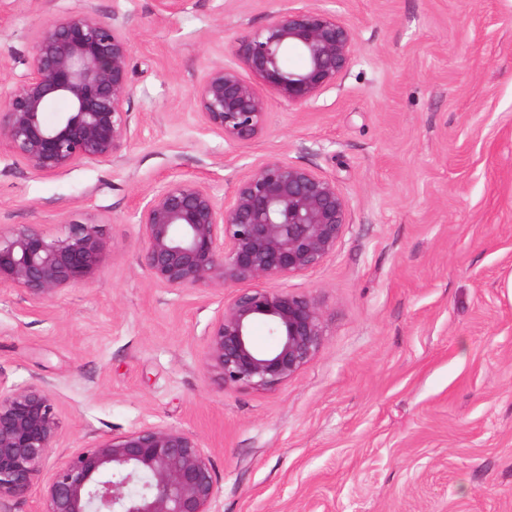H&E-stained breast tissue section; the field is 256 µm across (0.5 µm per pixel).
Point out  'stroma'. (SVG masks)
Here are the masks:
<instances>
[{
    "label": "stroma",
    "instance_id": "35a3bbf8",
    "mask_svg": "<svg viewBox=\"0 0 512 512\" xmlns=\"http://www.w3.org/2000/svg\"><path fill=\"white\" fill-rule=\"evenodd\" d=\"M298 0H0V87L35 34L89 7L131 36L135 136L112 161L37 175L0 149V226L97 225L88 284L32 307L0 292V382L45 386L74 450L150 424L196 434L212 512H512V0H319L353 29L345 75L302 109L270 99L225 143L192 92L236 36ZM277 156L350 201L336 253L283 280L324 312L316 358L271 392L223 389L204 333L224 301L155 285L138 208L171 176L224 199Z\"/></svg>",
    "mask_w": 512,
    "mask_h": 512
}]
</instances>
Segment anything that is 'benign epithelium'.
<instances>
[{
	"instance_id": "benign-epithelium-1",
	"label": "benign epithelium",
	"mask_w": 512,
	"mask_h": 512,
	"mask_svg": "<svg viewBox=\"0 0 512 512\" xmlns=\"http://www.w3.org/2000/svg\"><path fill=\"white\" fill-rule=\"evenodd\" d=\"M290 51L304 60L296 71L284 65ZM355 53V33L336 13L286 7L231 41L232 60L208 67L194 104L224 141L247 144L268 128V96L307 107L336 85ZM131 89L127 30L91 8L68 12L34 36L25 70L0 91V147L40 175L110 161L133 138L125 108ZM59 100L67 109L46 122L44 113ZM348 211L336 178L278 157L249 169L222 202L205 183L177 176L145 195L138 224L152 282L224 290V305L205 332V367L223 388L275 390L320 353L322 309L314 297L276 283L336 254ZM105 250L97 227L79 221L61 235L0 228V288L43 305L88 283ZM259 322L274 339L270 347L254 342ZM58 442L48 390L0 383V512L38 488L43 512H211L216 480L188 430L146 425L102 438L47 478Z\"/></svg>"
}]
</instances>
